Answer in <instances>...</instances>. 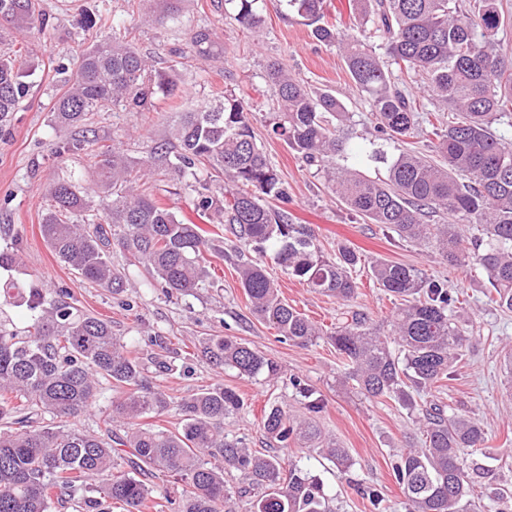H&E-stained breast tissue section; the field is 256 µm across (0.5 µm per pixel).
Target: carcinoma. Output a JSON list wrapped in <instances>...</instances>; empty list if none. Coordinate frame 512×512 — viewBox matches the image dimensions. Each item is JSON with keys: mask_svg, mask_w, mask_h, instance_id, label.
I'll return each instance as SVG.
<instances>
[{"mask_svg": "<svg viewBox=\"0 0 512 512\" xmlns=\"http://www.w3.org/2000/svg\"><path fill=\"white\" fill-rule=\"evenodd\" d=\"M234 1L238 22L262 24L256 0H227ZM324 4L286 0L289 11L313 26L318 41L338 47L376 132L397 153L369 154L349 143L340 132L353 122L352 113L335 95L308 89L280 64L269 71L280 106L272 131L308 164L323 167L351 211L404 240L435 245L452 265L480 266L491 301L512 312V139L493 128L501 122L512 127V60L499 38L505 26L502 0H349L360 36L325 23ZM15 25L43 29L37 0H0V31ZM369 32L384 40V54L370 42ZM187 41L201 57L214 53L204 30H188ZM31 75L17 54L0 53V122L28 95ZM417 76L429 92L426 103L407 88L406 79ZM176 98L171 74L152 68L131 41L114 36L96 39L82 51L52 113L55 123L76 127L92 112H148L155 101ZM445 110L457 118L443 125L439 113ZM248 112L245 100L230 93L179 113L170 132L176 144L153 148L141 177L162 170L174 180L200 183L207 181L210 167L223 182L242 185L221 195L198 193L195 209L234 225L244 242L273 249L288 275L314 291L353 299L356 252L341 246L336 258L323 256L307 229L270 205L271 199L288 202V193L257 143ZM421 135L438 139L439 159L413 146L412 139ZM367 157L386 166L385 177L371 178L348 165ZM96 166L88 187L81 185L82 174L73 173L50 190L53 204L41 233L52 252L96 285L123 288L103 225L74 223L96 197L110 223L124 226L118 245L129 265L168 293L195 294L209 278L205 231L140 189L121 151L100 152ZM440 211L450 223H427ZM473 228L480 236L467 252L463 242ZM238 273L258 320L300 346L321 335L280 295L261 264L247 263ZM371 276L402 300L389 332L354 311L329 338L361 394L394 399L422 414L423 446L391 463L406 512H483L472 498L466 457L467 450L486 441L481 423L433 401L420 407L413 397L441 391L464 361L469 337L459 298L414 266L377 260ZM26 306L31 323L25 330L0 321V512H53L65 496L83 512H112L114 505L142 512L151 494L143 477L158 473H170L181 483L178 512H234L224 477L232 472L253 491L251 512H333L318 478L293 464L283 467L277 456L256 455L224 432V420L243 405L236 391L206 386L181 399V424L174 430L140 424L151 413L165 412L170 401L145 374L139 357L112 335V325L79 311L65 294L51 298L36 286L29 288ZM201 354L212 365L244 376L278 375L271 359L228 336L209 337ZM106 383L121 389L104 419L107 434L66 424L94 406ZM322 410L318 398L298 417L272 405L264 410L263 428L284 447L291 440L323 443L320 453L336 467L348 468L346 449L327 441L317 424ZM45 414L59 422L41 424ZM117 419L126 425L121 434L110 428ZM115 444L132 449V457L114 455Z\"/></svg>", "mask_w": 512, "mask_h": 512, "instance_id": "cac0c4a2", "label": "carcinoma"}]
</instances>
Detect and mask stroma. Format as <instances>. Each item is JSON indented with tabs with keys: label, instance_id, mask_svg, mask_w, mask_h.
Wrapping results in <instances>:
<instances>
[{
	"label": "stroma",
	"instance_id": "obj_1",
	"mask_svg": "<svg viewBox=\"0 0 512 512\" xmlns=\"http://www.w3.org/2000/svg\"><path fill=\"white\" fill-rule=\"evenodd\" d=\"M38 4L46 17L45 29L17 28L1 41L20 51L22 60L33 64L36 72L29 96L0 128V225L12 229L10 239L0 238V249L11 241L23 256L20 272L0 269V317L20 328L27 325L30 314L23 296L31 284L51 292L68 291L81 311L110 321L113 335L136 346L143 361L163 356L171 369L157 374L156 382L173 399L209 385L234 389L244 406L226 420L224 428L264 454L271 451L262 425L265 406L277 404L290 414H300L304 398L299 389L307 387L325 402L318 419L323 435L347 448L352 465L338 470L300 444L278 449V456L317 476L339 512H371L363 494L369 486L379 490L382 512H406L391 461L407 448L422 445L418 420L398 401L369 399L344 383L342 359L326 333L350 310L387 326L397 302L373 283L367 262L382 258L414 266L429 277L447 281L467 313L471 348L440 398L484 426L486 446L472 456L479 465L475 489L488 505L498 488L512 486V394L503 387L501 369V350L512 346V312L501 311L490 301L487 277L479 267L448 265L434 248L402 241L355 215L336 197L325 173L307 165L271 130L277 101L268 72L279 63L310 88L331 91L353 112L354 123L345 131L351 142L364 144L371 139L367 106L338 49L318 42L310 26L289 11L284 0H256L254 8L264 19L256 30L239 24L234 6L226 0H38ZM174 7L181 10L178 20L157 23V16ZM86 9L105 20L100 35L128 36L154 69L174 71L181 108H198L225 93L245 98L257 142L288 190V212L297 223L314 230L315 244L325 256H335L341 244L361 256L363 264L355 271L357 294L343 302L289 276L273 252L263 254L268 272L289 304L324 329V336L315 343L300 347L280 340L272 327L250 314L236 268L241 258L253 257L254 251L235 237L230 225L212 223L195 209L200 186L194 181L175 182L158 173L149 182V192L179 219L206 232L204 256L214 277L195 295L166 294L129 266L115 246L110 249L112 263L126 281L118 292L87 281L53 255L39 231L52 204L50 187L69 170L89 168L94 152L106 146L118 148L133 167H140L152 147L168 140L176 118L168 102L161 101L148 112L94 113L80 129L55 126L51 108L64 89L68 68L74 67L83 48L77 21ZM189 29L209 32L215 44L213 56L188 54L184 33ZM82 137L92 140V153L81 151L63 162L56 158L58 145ZM211 336H231L263 352L278 364V378L241 376L236 370L212 366L196 354ZM294 377L300 378V387L291 385Z\"/></svg>",
	"mask_w": 512,
	"mask_h": 512
}]
</instances>
